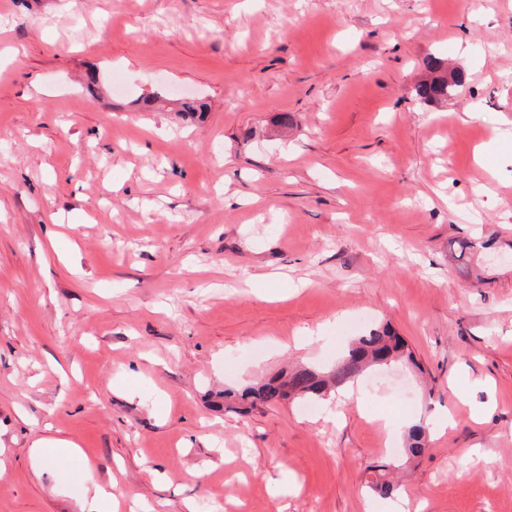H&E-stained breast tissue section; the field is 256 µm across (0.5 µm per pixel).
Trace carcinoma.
<instances>
[{"label": "carcinoma", "mask_w": 512, "mask_h": 512, "mask_svg": "<svg viewBox=\"0 0 512 512\" xmlns=\"http://www.w3.org/2000/svg\"><path fill=\"white\" fill-rule=\"evenodd\" d=\"M425 68L429 79L419 83L415 95L426 102H438L455 94L464 85L462 73H447L442 59L430 56ZM404 362L416 365L413 353L406 342L388 328L373 329L357 337L347 352L327 371L318 368H302L280 376L271 377L261 385L247 386L241 390H224V399L243 404L274 405L287 399L284 389L292 388L298 399H315L324 396L329 386L341 387L353 383L363 372L376 365ZM428 428L422 423L408 430L406 452L411 457L422 455L427 446Z\"/></svg>", "instance_id": "1"}]
</instances>
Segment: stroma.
<instances>
[{
    "label": "stroma",
    "instance_id": "obj_1",
    "mask_svg": "<svg viewBox=\"0 0 512 512\" xmlns=\"http://www.w3.org/2000/svg\"><path fill=\"white\" fill-rule=\"evenodd\" d=\"M383 324L360 400L224 401ZM0 459V512H512V0H0ZM444 64L445 62L440 58L428 57L425 68L429 70L431 76L414 88L415 95L420 100L438 102L455 94L460 87H463L465 83L463 74L461 72H450V79H448ZM428 428L422 423L412 425L408 430L406 452L411 457L421 456L427 446ZM33 455L39 461H52L53 456L56 454L58 450L61 448L66 449L68 452H74L75 448L72 447V443H69L65 440L59 438H43L33 445Z\"/></svg>",
    "mask_w": 512,
    "mask_h": 512
}]
</instances>
